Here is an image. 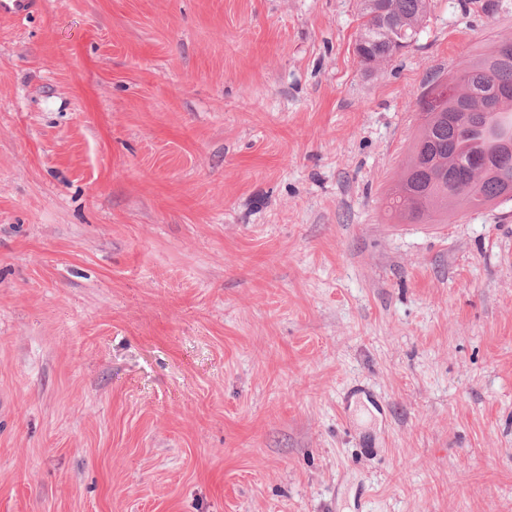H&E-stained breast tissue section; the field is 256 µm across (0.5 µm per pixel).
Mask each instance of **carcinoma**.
I'll return each mask as SVG.
<instances>
[{"instance_id":"cac0c4a2","label":"carcinoma","mask_w":512,"mask_h":512,"mask_svg":"<svg viewBox=\"0 0 512 512\" xmlns=\"http://www.w3.org/2000/svg\"><path fill=\"white\" fill-rule=\"evenodd\" d=\"M429 0H360L356 52L367 66L412 46ZM460 97L427 112L413 138L399 185L386 197L397 221H426L460 205L512 201V58L492 43L459 63Z\"/></svg>"}]
</instances>
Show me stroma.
I'll return each instance as SVG.
<instances>
[{"label": "stroma", "instance_id": "1", "mask_svg": "<svg viewBox=\"0 0 512 512\" xmlns=\"http://www.w3.org/2000/svg\"><path fill=\"white\" fill-rule=\"evenodd\" d=\"M357 3L0 16V512H512V202L384 205L512 0ZM356 52L369 67L386 62L412 46L429 11V0H360Z\"/></svg>", "mask_w": 512, "mask_h": 512}]
</instances>
